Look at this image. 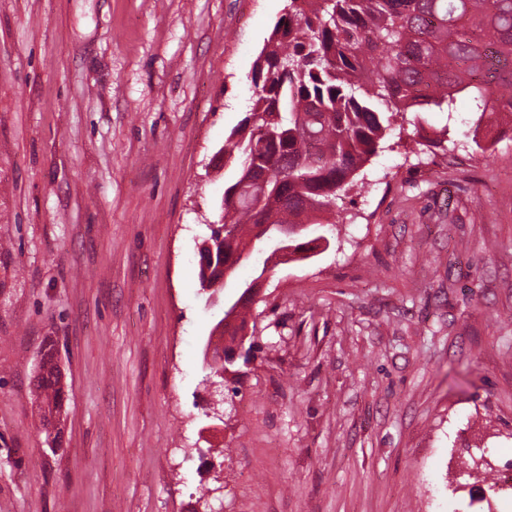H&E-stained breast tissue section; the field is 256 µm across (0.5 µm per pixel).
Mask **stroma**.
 <instances>
[{
    "mask_svg": "<svg viewBox=\"0 0 512 512\" xmlns=\"http://www.w3.org/2000/svg\"><path fill=\"white\" fill-rule=\"evenodd\" d=\"M287 0H0V512H512V122L381 140L329 245L237 272L258 349L205 415L198 248ZM448 139H441L442 127ZM54 344L65 451L31 377Z\"/></svg>",
    "mask_w": 512,
    "mask_h": 512,
    "instance_id": "1",
    "label": "stroma"
}]
</instances>
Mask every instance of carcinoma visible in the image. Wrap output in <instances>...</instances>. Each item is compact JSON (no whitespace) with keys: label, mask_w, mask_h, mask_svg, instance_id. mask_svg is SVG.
I'll return each instance as SVG.
<instances>
[{"label":"carcinoma","mask_w":512,"mask_h":512,"mask_svg":"<svg viewBox=\"0 0 512 512\" xmlns=\"http://www.w3.org/2000/svg\"><path fill=\"white\" fill-rule=\"evenodd\" d=\"M252 76L256 98L216 155L238 165L218 204L220 219L203 239L214 261L200 265L201 289L219 293L250 258L248 233L287 224L277 241L289 255L308 251L314 234L333 232L332 204L376 154L406 113H447L470 99L474 126L512 112V0H288ZM252 299L238 296L229 318L246 326ZM213 355L206 377L228 365ZM44 431L61 423L63 374L54 349L34 376Z\"/></svg>","instance_id":"1"}]
</instances>
